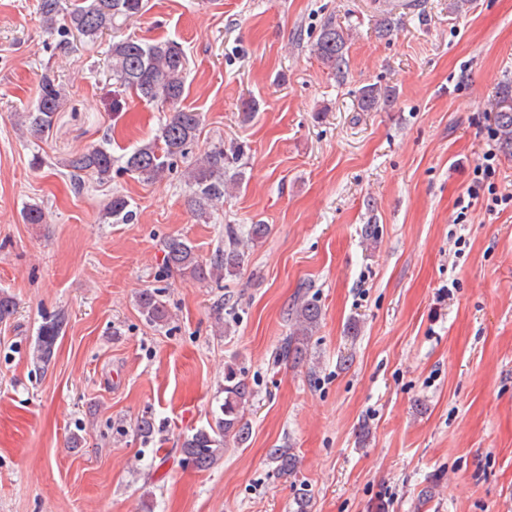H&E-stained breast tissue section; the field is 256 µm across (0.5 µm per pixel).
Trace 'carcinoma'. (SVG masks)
Segmentation results:
<instances>
[{"instance_id": "1", "label": "carcinoma", "mask_w": 512, "mask_h": 512, "mask_svg": "<svg viewBox=\"0 0 512 512\" xmlns=\"http://www.w3.org/2000/svg\"><path fill=\"white\" fill-rule=\"evenodd\" d=\"M144 0H83L82 4L62 13L60 0H40L39 11L46 29L61 26V32L95 41L118 25L139 16L144 11ZM348 30L326 21L312 43L315 57L328 69L343 73L346 66ZM112 79L120 88L154 102L170 112L161 125L156 138L135 147L127 154L123 169L146 181L160 177L171 161L187 153L197 139L202 125V114L182 106L187 60L182 46L174 40L145 41L127 37L112 42L110 49ZM67 96L66 87L50 74L42 76L39 96L26 112L17 113L30 137L40 140L53 126L57 112ZM393 90L377 84L363 87L359 98L362 112H373L381 105L393 102ZM494 125L498 148L512 156V82L498 89L494 102ZM239 151L234 147L214 146L195 160L189 169L190 207L201 217L207 216L214 202L224 198L227 190L241 184L238 172H230ZM72 179L82 181L91 175L97 181L112 180V153L103 145L89 147L71 155L63 162ZM105 215L119 223L132 218L130 204L125 196H112ZM270 232L267 224H251L245 230L235 224L224 227V248L217 250L209 263L198 260L191 242L180 236L168 238L163 244L167 266L193 281L220 284L227 277L236 276L248 260L245 242L258 243ZM138 308L153 324L166 322L168 309L159 295L151 290L142 291ZM293 332L284 339L280 348L282 358L300 359L306 353L308 338L321 320V308L315 301L302 299L292 308ZM63 320L46 323L40 331L34 348L36 358L48 363L53 346L62 330ZM223 402L219 413L207 428H200L183 439L181 452L191 458L197 468L205 470L224 456V449L233 445L243 448L251 434L246 417L251 389L245 378L229 367L224 372ZM270 458L277 471L291 476L297 467V458L290 448H275Z\"/></svg>"}]
</instances>
